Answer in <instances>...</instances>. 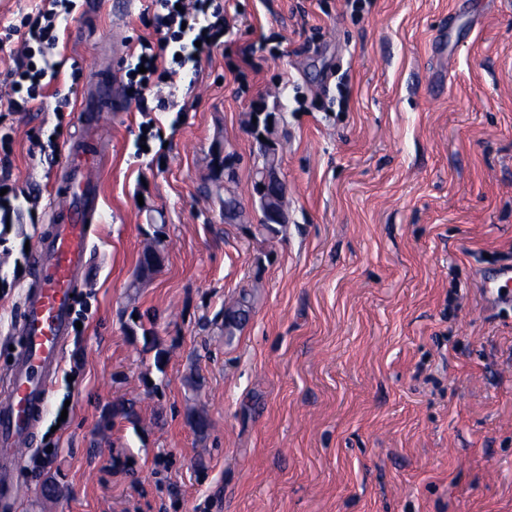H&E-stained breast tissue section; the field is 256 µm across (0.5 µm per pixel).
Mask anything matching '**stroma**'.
I'll return each mask as SVG.
<instances>
[{
  "label": "stroma",
  "instance_id": "obj_1",
  "mask_svg": "<svg viewBox=\"0 0 512 512\" xmlns=\"http://www.w3.org/2000/svg\"><path fill=\"white\" fill-rule=\"evenodd\" d=\"M86 0L62 24L59 112L0 110V393L31 255L52 219L57 151L95 70L148 30L138 0ZM228 53L276 58L235 81L228 54L166 79L172 110L123 104L105 136L93 262L10 512H512V0H226ZM347 99H340V92ZM280 117L288 224L258 218L250 113ZM153 121L147 150L139 130ZM236 159L212 181L216 143ZM158 246L159 265L142 263ZM253 310L232 344L224 305ZM65 421H58L59 407ZM204 415L205 432L194 428Z\"/></svg>",
  "mask_w": 512,
  "mask_h": 512
}]
</instances>
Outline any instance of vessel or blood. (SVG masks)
<instances>
[{
  "instance_id": "1",
  "label": "vessel or blood",
  "mask_w": 512,
  "mask_h": 512,
  "mask_svg": "<svg viewBox=\"0 0 512 512\" xmlns=\"http://www.w3.org/2000/svg\"><path fill=\"white\" fill-rule=\"evenodd\" d=\"M100 69L87 91L82 137L67 145L60 187L52 201L53 222L32 256V286L18 326L23 336L7 391L0 396V491L17 489L25 455L49 401L64 349L72 335L75 296L91 264V236L101 199L96 176L106 152L103 131L119 101Z\"/></svg>"
}]
</instances>
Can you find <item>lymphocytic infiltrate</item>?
I'll return each instance as SVG.
<instances>
[{"label": "lymphocytic infiltrate", "instance_id": "f902f5d3", "mask_svg": "<svg viewBox=\"0 0 512 512\" xmlns=\"http://www.w3.org/2000/svg\"><path fill=\"white\" fill-rule=\"evenodd\" d=\"M156 12L148 19L154 38H141L140 52L126 69L127 89L138 111H148L146 94L176 69L200 72L204 55L223 44L228 26L216 0H155ZM76 0H45L20 21L21 50L9 73L12 96L8 109L27 111L59 77L51 59L58 43V26L73 16Z\"/></svg>", "mask_w": 512, "mask_h": 512}]
</instances>
